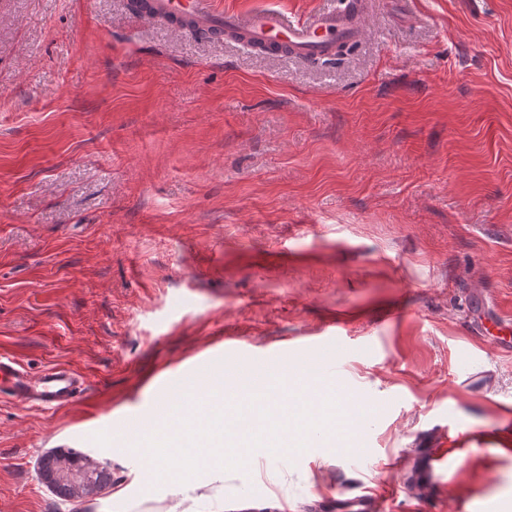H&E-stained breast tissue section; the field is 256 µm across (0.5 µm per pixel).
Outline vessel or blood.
<instances>
[{
	"label": "vessel or blood",
	"mask_w": 512,
	"mask_h": 512,
	"mask_svg": "<svg viewBox=\"0 0 512 512\" xmlns=\"http://www.w3.org/2000/svg\"><path fill=\"white\" fill-rule=\"evenodd\" d=\"M363 0H347L345 7L300 21L289 18L281 9L238 12L222 11L212 0H144L134 18L143 22H162L178 33L196 38L217 34L242 42L265 54H287L307 60L331 57L338 44L354 43L364 32ZM85 376L66 366H53L39 374H29L18 364L0 360V394L41 407H61L85 393ZM445 452L429 454L419 471L407 483H425L448 460ZM336 512H384L378 495H348L338 492Z\"/></svg>",
	"instance_id": "obj_1"
}]
</instances>
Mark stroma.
Returning <instances> with one entry per match:
<instances>
[{
    "instance_id": "1",
    "label": "stroma",
    "mask_w": 512,
    "mask_h": 512,
    "mask_svg": "<svg viewBox=\"0 0 512 512\" xmlns=\"http://www.w3.org/2000/svg\"><path fill=\"white\" fill-rule=\"evenodd\" d=\"M128 0H0V356L66 365L60 409L0 395V512H207L127 445L201 382L334 359L372 410L353 450L217 472L224 512H512V0H371L328 60L131 19ZM343 0H214L300 18ZM473 440L423 487L415 460ZM54 448L112 485L65 501ZM336 512H384V504L376 495H348L339 491L335 499Z\"/></svg>"
}]
</instances>
